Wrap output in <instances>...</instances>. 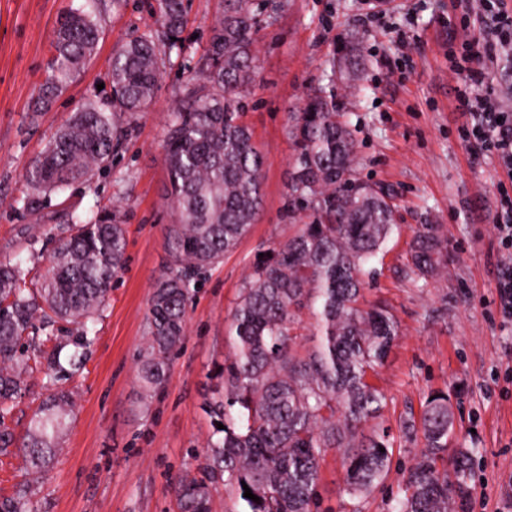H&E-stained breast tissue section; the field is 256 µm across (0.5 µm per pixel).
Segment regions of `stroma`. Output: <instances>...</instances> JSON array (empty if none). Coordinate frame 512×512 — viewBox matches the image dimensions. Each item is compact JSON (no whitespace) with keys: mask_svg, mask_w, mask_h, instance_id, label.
I'll list each match as a JSON object with an SVG mask.
<instances>
[{"mask_svg":"<svg viewBox=\"0 0 512 512\" xmlns=\"http://www.w3.org/2000/svg\"><path fill=\"white\" fill-rule=\"evenodd\" d=\"M84 0H0V262L27 269L37 290L69 217L112 210L126 231L124 269L96 315L84 369L66 384L73 424L35 484L36 512H182L175 487L200 477L213 434L209 402L230 348L231 313L255 254L296 229L284 204L295 146L293 117L311 97L334 91L349 120L360 159L359 179L393 193L400 233L388 240L365 304L384 306L399 336L370 381L387 398L383 424L393 441L385 482L360 501L361 512H393V494L422 450L400 425L420 415L433 393H447L455 425L451 448L473 451L465 512H507L512 502V327L494 300L500 254L493 229L497 186L507 175L494 155L474 157L456 109L463 77L448 54L462 39L481 40L485 18L467 0H380L395 27L364 21L363 0H263L256 36L258 76L244 121L265 156L260 219L238 247L208 273L187 306L184 343L163 390L145 396L138 354L148 336L150 300L169 256L164 227L174 210L165 197L163 143L169 113L204 53L224 0H188L184 50L162 68L152 107L120 119L128 135L110 168L52 195L31 213L19 203L26 173L80 104L98 100L114 49L156 29L155 0H95L101 38L88 62L52 105L37 111L53 55L58 17ZM392 61L387 73L383 63ZM440 227L442 272L425 286L409 266L413 231ZM42 370L28 376L6 424L22 439L47 396ZM342 454L321 463V512H350Z\"/></svg>","mask_w":512,"mask_h":512,"instance_id":"35a3bbf8","label":"stroma"}]
</instances>
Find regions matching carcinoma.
<instances>
[{
    "label": "carcinoma",
    "mask_w": 512,
    "mask_h": 512,
    "mask_svg": "<svg viewBox=\"0 0 512 512\" xmlns=\"http://www.w3.org/2000/svg\"><path fill=\"white\" fill-rule=\"evenodd\" d=\"M161 35L148 31L124 43L104 75L105 96L71 114L49 140L27 175L23 208L40 211L49 196L90 181L112 158L123 136L116 116L145 112L153 104L164 57L181 53L185 0H157ZM255 0H225L205 52L178 94L164 140L167 192L177 221L165 227L170 257L154 286L150 336L137 373L149 394L162 388L171 356L186 332V306L211 268L257 223L262 210L264 154L243 117L246 90L255 77V35L261 25ZM101 31L82 7L64 13L54 34V56L39 105L48 106L96 53ZM295 159L287 213L305 219L284 242L262 250L232 311L227 330L231 353L224 386L210 405L215 438L207 446L204 478L177 487L184 512H209L208 484L236 490L241 512H318L321 460L342 451L344 492L355 499L383 484L392 464L389 429L365 434L382 417L385 395L368 381L391 351L399 326L382 307L364 306L365 275L397 228L391 192L356 178L359 159L347 124L336 120L333 101L316 96L292 129ZM438 225L414 231L410 262L419 278L441 266ZM126 240L112 212L75 217L59 240L40 291L21 288L26 272L0 263V453L20 448L28 469L40 474L54 458L72 423L68 390L58 385L81 368L65 369L53 337L32 336L38 324L57 320L78 326L73 343H90L87 323L105 302L112 279L125 264ZM315 319V343L294 349L300 314ZM46 362L51 393L20 443L5 419L15 395L26 388L31 358ZM445 393L431 395L404 433L423 441L410 467L395 512H456L467 495L470 449H456L457 482L440 470L453 427ZM260 498L244 497V488ZM29 482L0 499V512H32Z\"/></svg>",
    "instance_id": "obj_1"
}]
</instances>
